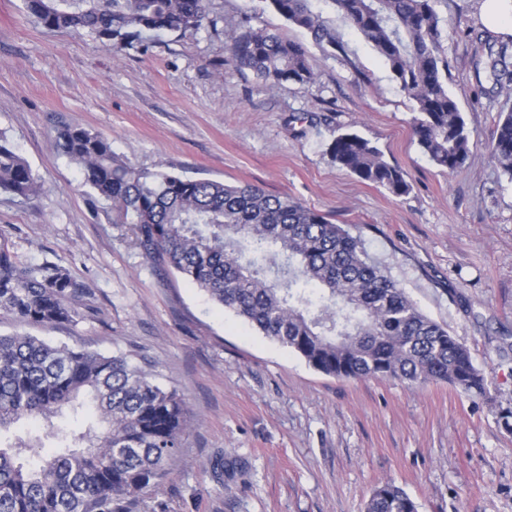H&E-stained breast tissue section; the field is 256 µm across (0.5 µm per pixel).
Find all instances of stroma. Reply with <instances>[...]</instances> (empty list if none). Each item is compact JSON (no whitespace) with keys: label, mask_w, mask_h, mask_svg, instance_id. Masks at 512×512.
I'll use <instances>...</instances> for the list:
<instances>
[{"label":"stroma","mask_w":512,"mask_h":512,"mask_svg":"<svg viewBox=\"0 0 512 512\" xmlns=\"http://www.w3.org/2000/svg\"><path fill=\"white\" fill-rule=\"evenodd\" d=\"M481 0H438L448 89L473 133L467 167L448 175L411 132L413 102L363 37L339 25L334 59L311 46L315 81L267 87L230 61L252 26L309 43L258 0H209L199 31L103 45L50 31L23 0H0V142L40 184L0 191V247L67 269L88 291L77 321L33 326L0 315V335L149 364L184 399L190 430L169 479L134 512H364L392 481L419 512H512V181L486 142L496 117L479 86ZM64 125L103 135L131 163L286 194L347 225L423 313L485 373L491 397L444 382L341 380L147 260L110 202L55 145ZM370 140L411 185L396 197L334 163L337 134Z\"/></svg>","instance_id":"obj_1"}]
</instances>
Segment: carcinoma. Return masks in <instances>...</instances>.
Returning <instances> with one entry per match:
<instances>
[{"mask_svg":"<svg viewBox=\"0 0 512 512\" xmlns=\"http://www.w3.org/2000/svg\"><path fill=\"white\" fill-rule=\"evenodd\" d=\"M306 31L331 56L346 43L317 4L341 17L388 65L414 103L412 132L422 153L450 174L461 171L472 134L448 92L437 0H260ZM49 30H86L105 45L144 33H186L208 21V0H24ZM234 62L271 87L314 81L305 43L255 28L246 19L229 47ZM475 66L484 94L499 103L487 148L512 181V41L486 40ZM56 147L83 182L111 202L149 259L169 264L221 307L314 369L339 379L379 377L446 382L490 399L469 350L417 304L366 251L360 237L288 195L139 168L84 128L57 131ZM332 160L394 196L409 193L404 170L370 140L340 133ZM0 190L36 199L28 162L0 144ZM83 289L48 262L20 261L0 248V314L29 325L76 320ZM87 408L83 431L55 424ZM40 417L53 446L26 435L0 440V512H129L162 486L187 434L185 402L126 354L103 355L36 336L0 335V435ZM366 512H418L392 482L378 486Z\"/></svg>","mask_w":512,"mask_h":512,"instance_id":"carcinoma-1","label":"carcinoma"}]
</instances>
